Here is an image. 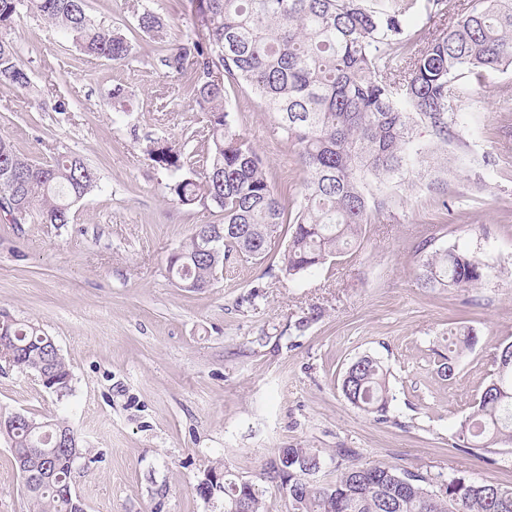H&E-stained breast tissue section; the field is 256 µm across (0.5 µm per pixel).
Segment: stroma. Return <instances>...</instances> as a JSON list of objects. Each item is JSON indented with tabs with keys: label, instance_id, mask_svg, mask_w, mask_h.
I'll list each match as a JSON object with an SVG mask.
<instances>
[{
	"label": "stroma",
	"instance_id": "35a3bbf8",
	"mask_svg": "<svg viewBox=\"0 0 512 512\" xmlns=\"http://www.w3.org/2000/svg\"><path fill=\"white\" fill-rule=\"evenodd\" d=\"M87 5L130 38L124 63L79 53L64 30L25 12L11 32L31 86L0 85V136L40 161L76 153L99 183L72 223L0 216V313L39 325L72 375L60 399L33 376L0 372V415L60 416L77 430L95 458L75 473L86 512H224L222 497L194 491L205 469L220 461L253 479L289 446L321 452L322 482L336 478V450L351 448L366 466L512 487V443L489 454L453 444L494 354L512 343V70L472 83L468 124L444 153L447 174L431 187L414 174L393 189L395 204L343 257L280 277L281 228L264 261L230 260L211 288L193 292L171 278L167 257L217 216L205 202L178 204L145 148L158 139L204 150L207 117L162 63L195 18L187 0ZM146 8L163 18L162 38L135 34ZM230 118L278 193L298 198L305 174L273 114L237 89ZM429 235L467 246L487 277L465 290L420 288L416 248ZM316 308L321 317L295 330ZM454 326L473 328L477 342L448 378L438 361ZM365 354L388 372L394 399L383 422L341 393L346 368ZM30 510L0 437V512Z\"/></svg>",
	"mask_w": 512,
	"mask_h": 512
}]
</instances>
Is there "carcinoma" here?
<instances>
[{
    "mask_svg": "<svg viewBox=\"0 0 512 512\" xmlns=\"http://www.w3.org/2000/svg\"><path fill=\"white\" fill-rule=\"evenodd\" d=\"M414 0H191L197 33L167 53L162 62L185 79V86L208 117L206 149L196 176L194 165L174 146L157 141L145 149L165 170L169 188L183 206L208 200L220 223L206 224L172 252L169 273L179 283L210 287L224 261L262 260L282 224L292 225L279 266L293 279L339 257L357 242L362 228L388 209L394 196L374 192L375 183L403 184L426 162L431 146L416 138L429 128L436 145L458 136L470 85L466 77L512 67V0H470L447 15L445 0H427V19L448 17L418 48L405 49V21ZM26 11L65 30L81 52L121 63L131 44L97 23L86 0H0V84L25 89L31 79L14 41L5 35ZM137 27L155 37L163 29L150 10L138 14ZM250 91L275 114L284 139L298 147L305 172L299 199L274 190L256 148L229 119L227 85ZM98 187V175L82 157L59 152L46 162L31 158L0 137V191L13 195L14 224H68L73 204ZM241 224L245 235L228 226ZM213 249L212 256L208 250ZM486 266L465 247H438L425 237L417 250L420 287L469 288ZM12 344L0 346L8 366L60 380L70 369L40 326L11 321ZM494 372L473 412L459 423L456 444L489 451L512 442V344L494 358ZM341 390L347 401L378 420L390 404L387 371L364 355L346 370ZM65 420L25 416L5 435L13 448H44L46 464L58 482L33 476L23 489L33 512H86L82 499L66 492L75 462L87 457L76 447L57 445ZM336 480L311 482L325 460L311 448H279L264 469L266 484L229 478L222 466L207 469L222 479L224 512H267L271 484L288 500L289 512H512V487L465 476L431 477L391 465L364 466L351 448L336 449Z\"/></svg>",
    "mask_w": 512,
    "mask_h": 512,
    "instance_id": "cac0c4a2",
    "label": "carcinoma"
}]
</instances>
